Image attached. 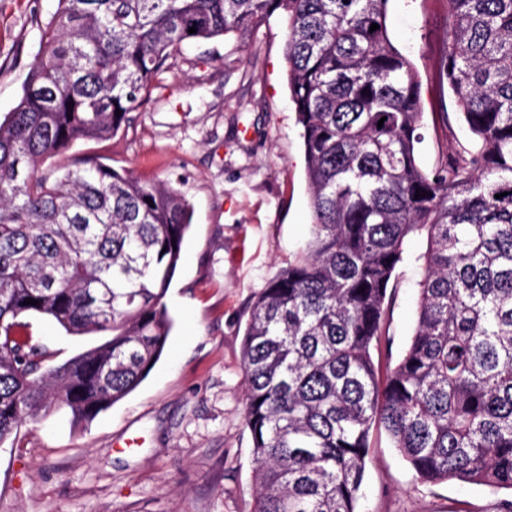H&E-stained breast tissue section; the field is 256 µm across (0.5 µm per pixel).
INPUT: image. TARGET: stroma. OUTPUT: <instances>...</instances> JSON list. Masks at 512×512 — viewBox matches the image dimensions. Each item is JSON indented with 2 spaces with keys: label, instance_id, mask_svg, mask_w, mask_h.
Masks as SVG:
<instances>
[{
  "label": "stroma",
  "instance_id": "1",
  "mask_svg": "<svg viewBox=\"0 0 512 512\" xmlns=\"http://www.w3.org/2000/svg\"><path fill=\"white\" fill-rule=\"evenodd\" d=\"M58 0H0V119L15 107L40 29ZM449 25L442 0H392L389 33L422 84L423 166L466 141L434 77ZM272 16L245 41L182 47L160 86L115 137L75 142L47 167L96 157L145 183H170L191 228L165 302L174 326L162 356L128 396L76 428L67 411L0 445V512H254L253 445L243 420L241 351L250 306L304 248L311 216L305 163ZM450 112L441 121L440 112ZM413 236L390 291L388 334L400 354L416 325ZM30 330L60 364L96 344L34 317ZM511 494L424 483L386 435L370 449L359 512H500Z\"/></svg>",
  "mask_w": 512,
  "mask_h": 512
}]
</instances>
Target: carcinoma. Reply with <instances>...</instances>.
<instances>
[{
  "label": "carcinoma",
  "mask_w": 512,
  "mask_h": 512,
  "mask_svg": "<svg viewBox=\"0 0 512 512\" xmlns=\"http://www.w3.org/2000/svg\"><path fill=\"white\" fill-rule=\"evenodd\" d=\"M390 2L58 0L0 121V444L43 412L90 421L146 378L190 227L165 182L43 161L116 135L185 43L244 39L278 13L312 223L243 333L255 512H358L377 430L424 482L512 491V0H443L436 83L472 142L430 168ZM414 234L417 326L395 359L388 290ZM36 315L103 340L53 365L26 333Z\"/></svg>",
  "instance_id": "obj_1"
}]
</instances>
